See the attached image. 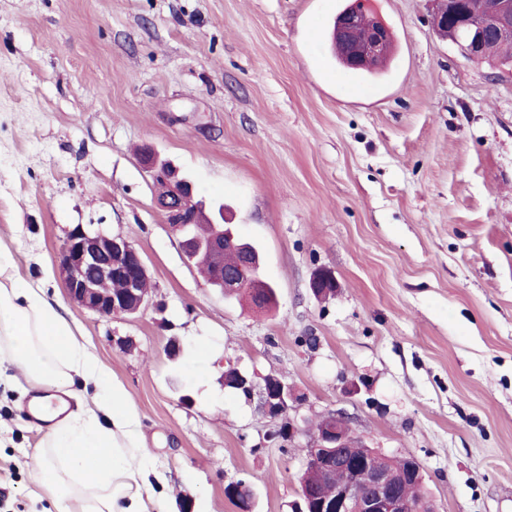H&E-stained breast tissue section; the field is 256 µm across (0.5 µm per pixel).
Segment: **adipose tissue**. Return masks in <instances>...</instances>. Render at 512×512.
Here are the masks:
<instances>
[{"label": "adipose tissue", "mask_w": 512, "mask_h": 512, "mask_svg": "<svg viewBox=\"0 0 512 512\" xmlns=\"http://www.w3.org/2000/svg\"><path fill=\"white\" fill-rule=\"evenodd\" d=\"M21 375L30 406L49 426L32 474L55 512H165L146 488L141 418L126 389L99 361L78 327L40 285L13 270L0 246V368ZM94 385L92 398L70 409L75 378Z\"/></svg>", "instance_id": "ef3b65f1"}]
</instances>
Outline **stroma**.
<instances>
[{
	"mask_svg": "<svg viewBox=\"0 0 512 512\" xmlns=\"http://www.w3.org/2000/svg\"><path fill=\"white\" fill-rule=\"evenodd\" d=\"M345 0H0V240L130 393L166 512H291L318 416L410 455L437 512H512V64L433 25V0H368L388 77L354 85L313 24ZM174 161L258 247L276 303L209 288L157 209L144 148ZM142 253L154 304L69 305L76 225ZM329 269L335 290L310 283ZM182 349L171 355L168 342ZM207 361L195 358L197 345ZM274 376L299 432L223 383ZM0 382V512H43L41 431Z\"/></svg>",
	"mask_w": 512,
	"mask_h": 512,
	"instance_id": "obj_1",
	"label": "stroma"
}]
</instances>
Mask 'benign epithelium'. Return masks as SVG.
I'll list each match as a JSON object with an SVG mask.
<instances>
[{
	"instance_id": "obj_1",
	"label": "benign epithelium",
	"mask_w": 512,
	"mask_h": 512,
	"mask_svg": "<svg viewBox=\"0 0 512 512\" xmlns=\"http://www.w3.org/2000/svg\"><path fill=\"white\" fill-rule=\"evenodd\" d=\"M439 5L448 6V16L440 23L442 32L469 58L481 59L495 40H512V0H485L479 12L461 8L459 0H441ZM388 34L389 28L358 8L348 11L337 29L350 61L360 67L383 58ZM142 161L153 183L163 187L157 202L172 230L182 234L186 225L207 216L215 229L211 258L218 259L224 248V216L207 213L195 194L192 181L179 167L171 162H156L148 148L143 151ZM57 268L69 300L82 310L105 318H118L137 314L151 303L150 290L141 287L142 279L150 277L146 262L140 250L120 235L89 233L80 225L74 227L57 254ZM114 279L124 281L119 294L108 288ZM209 286L222 293L252 288L237 276L222 273L217 274ZM294 401L288 385L274 377L265 378L261 408L270 417L282 420L269 438H290L296 433L288 417ZM327 418L328 425L312 435L308 463L328 471L339 462L350 470L352 478L337 485L334 498L326 503L315 497L307 478L300 477L298 500L292 512H313V502L318 504V512H418L419 505L406 500L399 492L397 475L416 480L421 476V467L409 465L398 474L376 463L377 450L356 457L336 454L338 448H362L364 444L352 435L344 413L333 411ZM244 488L243 483L230 482L224 486V495L241 501L239 512H252V498H239Z\"/></svg>"
}]
</instances>
